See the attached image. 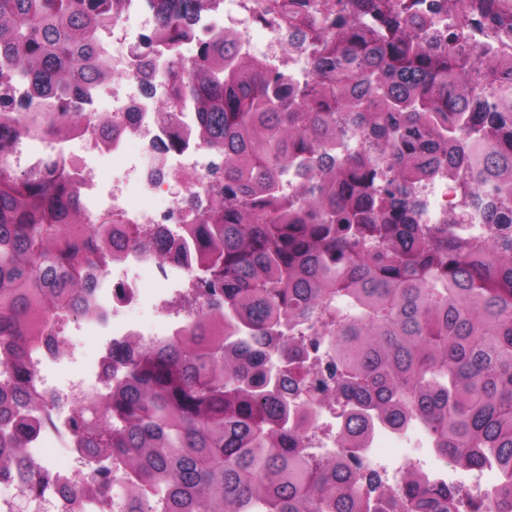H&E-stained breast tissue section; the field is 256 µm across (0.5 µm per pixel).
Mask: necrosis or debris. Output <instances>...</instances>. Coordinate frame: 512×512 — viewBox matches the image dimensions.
<instances>
[{
    "mask_svg": "<svg viewBox=\"0 0 512 512\" xmlns=\"http://www.w3.org/2000/svg\"><path fill=\"white\" fill-rule=\"evenodd\" d=\"M257 0H207V6L195 16L194 34L214 37L233 33L241 53L259 57L270 68L287 75L289 81L304 79L312 68V57L289 54L276 27L256 25L253 15ZM156 10L147 0H125L122 12L91 37L103 45L112 57V73L105 85L93 88L83 101V117L70 120L69 136L50 132H22L0 145V157L14 171L37 173L47 167L66 166L80 185L82 206L89 221L111 214L133 225L142 235L177 238L186 225L196 223L197 214L189 203L193 193L206 194L214 183L216 156L194 140L191 129L195 114L190 105L177 112L160 111V101L172 98L169 73L190 65L191 55L183 48H169L152 43L156 27ZM150 69L154 92H141L143 69ZM111 117L118 129L113 138H105L96 122L99 115ZM474 180L468 167L451 176L436 175L417 181L415 192L422 201L423 220L440 223L451 212L466 215L465 223L454 231L463 237H478L485 227L467 195ZM149 268L162 287L150 294L141 288L139 273ZM194 268L186 256L173 254L160 258L157 250L131 242L121 262L101 271L92 290L94 310L73 319L61 312L48 320V344L33 354L29 366V383L42 396L51 415L50 425H37L28 435L29 468L17 471L9 482L0 484V512H17L19 500H27L28 512H73L74 494L83 493L93 484V466L79 446L77 407L109 379H120L125 368L113 356L115 344L127 341L145 345L174 333L185 314L176 309L171 297L182 286L192 285ZM148 308L164 315L162 330L143 331L131 323L132 312ZM73 325L79 331L105 337L93 377H81L58 385L49 378V369L62 361L76 359V342L58 335L59 325ZM309 352L313 365L308 388L299 397L309 404L316 420L309 431L308 445L316 453L336 450L337 412L324 408L320 400L336 387L322 347L324 337L313 339ZM416 445L402 458L403 464L427 469L432 479L460 485L470 499L497 506L496 484L489 468L457 471L452 462L424 457L428 435L416 428ZM64 449L66 460L51 462L47 451ZM66 475L73 492L64 496L46 487L44 472Z\"/></svg>",
    "mask_w": 512,
    "mask_h": 512,
    "instance_id": "obj_1",
    "label": "necrosis or debris"
}]
</instances>
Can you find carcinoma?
<instances>
[{
  "instance_id": "carcinoma-1",
  "label": "carcinoma",
  "mask_w": 512,
  "mask_h": 512,
  "mask_svg": "<svg viewBox=\"0 0 512 512\" xmlns=\"http://www.w3.org/2000/svg\"><path fill=\"white\" fill-rule=\"evenodd\" d=\"M154 37L176 43L206 0H156ZM448 42L421 34L415 0H263L293 52L314 50L312 80L239 54L231 33L196 47L172 88L196 112L194 137L219 158L214 195L191 196L188 228L207 304L130 351L126 380L85 400L82 447L116 512H371L378 471L352 470L377 424L428 427L435 453L464 469L493 465L512 502V202L483 207L487 236L461 238L453 215L421 224L418 176L462 148L478 186L512 181V57L469 79L478 15L491 43L512 38L500 0H446ZM112 0H0V61L64 109L106 81L89 39ZM371 151L354 158L341 123ZM54 112L0 88V139L53 127ZM303 182L288 193V171ZM108 216L84 224L68 170L20 174L0 161V480L24 461L35 407L27 357L55 311L92 310L95 271L119 254ZM310 324L331 337L336 392L351 403L336 456L305 448ZM124 479L112 482V467ZM456 486L406 470L394 512H461Z\"/></svg>"
}]
</instances>
